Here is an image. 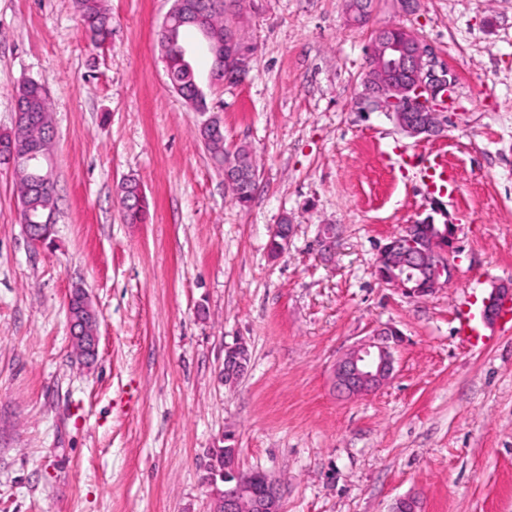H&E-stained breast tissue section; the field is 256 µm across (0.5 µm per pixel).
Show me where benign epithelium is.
Here are the masks:
<instances>
[{
	"instance_id": "1",
	"label": "benign epithelium",
	"mask_w": 512,
	"mask_h": 512,
	"mask_svg": "<svg viewBox=\"0 0 512 512\" xmlns=\"http://www.w3.org/2000/svg\"><path fill=\"white\" fill-rule=\"evenodd\" d=\"M212 3L208 0H174L161 30L174 46L185 81L196 90L191 64L192 51L180 44L170 31L169 20L175 13L201 32L204 45L212 57L224 61L210 75V90L238 83L249 69L250 53L239 51L243 44L239 30L224 31V38L212 34L206 15ZM372 71L381 81L367 97L374 111L387 114L397 129L409 137L439 135L446 130L448 108L455 78L448 67L436 61L431 46L413 32L389 39L378 35L370 54ZM17 164L26 169L40 167L39 182L54 183L53 168L44 164L46 154L37 146L18 156ZM224 183L232 188L245 174L244 163L234 153L224 152ZM445 212L436 207L433 213L414 224H407L400 235L380 248L375 272L380 281L406 294L427 295L445 287L455 275L454 256L458 252V227L444 219ZM69 320L71 339L79 343L86 356L95 355L98 336L96 315L88 301L76 294L70 297ZM401 333L392 325L373 331L372 337L352 347L336 361L334 387L345 397H357L381 388L395 371L394 352ZM250 363L248 347L236 342L224 347V384L233 386L247 373ZM211 512H282L281 483L260 470L240 469L237 449L224 448V470L212 479Z\"/></svg>"
}]
</instances>
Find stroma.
<instances>
[{"label":"stroma","mask_w":512,"mask_h":512,"mask_svg":"<svg viewBox=\"0 0 512 512\" xmlns=\"http://www.w3.org/2000/svg\"><path fill=\"white\" fill-rule=\"evenodd\" d=\"M112 38L92 45L74 0H0V135L21 84L49 95L56 182L50 243L19 222L0 163V512H209L206 465L232 433L242 470L282 482L283 512H512V330L457 338L456 312L512 286V0H242L254 55L242 82L195 111L169 86L158 31L172 0H105ZM406 28L456 78L454 120L409 138L370 110L376 30ZM249 145L247 206L198 129ZM443 151L442 198L461 250L447 287L411 297L381 283L380 246L424 219L419 170ZM149 200L125 223L123 180ZM288 250H269L281 219ZM336 227L329 252L317 237ZM97 314L92 365L76 356L68 300ZM402 334L392 379L347 399L339 357L374 328ZM246 376L224 385L225 345Z\"/></svg>","instance_id":"35a3bbf8"}]
</instances>
